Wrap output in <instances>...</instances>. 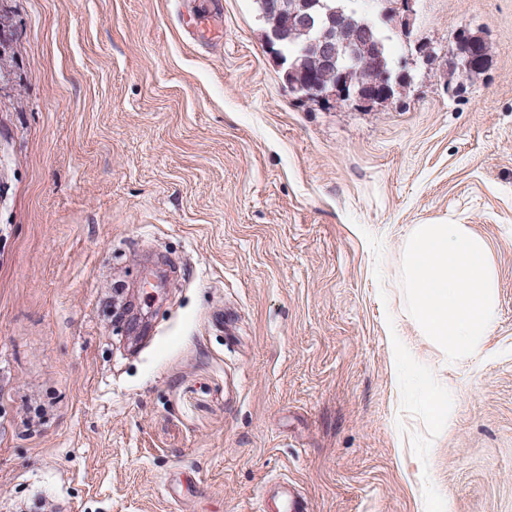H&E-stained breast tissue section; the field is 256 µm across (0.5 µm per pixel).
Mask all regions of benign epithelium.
I'll use <instances>...</instances> for the list:
<instances>
[{
  "label": "benign epithelium",
  "mask_w": 512,
  "mask_h": 512,
  "mask_svg": "<svg viewBox=\"0 0 512 512\" xmlns=\"http://www.w3.org/2000/svg\"><path fill=\"white\" fill-rule=\"evenodd\" d=\"M415 0H399V6L394 14V26L403 34L412 32ZM350 31L349 41L343 44V54L351 58L366 56L374 61L381 59L380 46L374 44L367 31L356 26L352 19L340 9L328 11V26L323 38L322 59L327 69L336 71V79L330 84L324 83L314 71L302 67L289 70L291 81L288 86L292 92L304 91L301 98L323 104L336 106H351L353 108H374V104L388 105L395 100L392 93V80L384 67L377 64L372 69L371 80L360 87L353 86L349 70L339 66L337 54L338 42L335 31ZM423 54L440 55L446 59L448 70L456 72L461 77L482 68L486 61V44L478 36H467L466 30L457 31L452 42L446 46H428Z\"/></svg>",
  "instance_id": "1"
}]
</instances>
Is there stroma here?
I'll use <instances>...</instances> for the list:
<instances>
[{
    "mask_svg": "<svg viewBox=\"0 0 512 512\" xmlns=\"http://www.w3.org/2000/svg\"><path fill=\"white\" fill-rule=\"evenodd\" d=\"M410 91L298 99L254 0H0V512H512V0H416ZM481 33L449 94L414 45ZM487 238L479 360L411 225ZM445 398L448 428L428 418ZM271 489L275 494L270 498L267 511L261 508L262 512H309V504L304 494L288 481L273 483Z\"/></svg>",
    "mask_w": 512,
    "mask_h": 512,
    "instance_id": "1",
    "label": "stroma"
}]
</instances>
